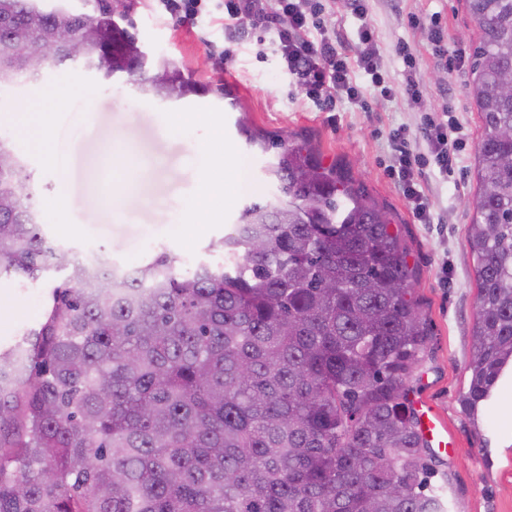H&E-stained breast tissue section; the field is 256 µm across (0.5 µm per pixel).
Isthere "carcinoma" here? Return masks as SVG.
Here are the masks:
<instances>
[{"instance_id":"cac0c4a2","label":"carcinoma","mask_w":512,"mask_h":512,"mask_svg":"<svg viewBox=\"0 0 512 512\" xmlns=\"http://www.w3.org/2000/svg\"><path fill=\"white\" fill-rule=\"evenodd\" d=\"M479 31L468 92L475 154V325L463 410L478 414L512 363V0H465ZM100 38L83 56L62 33ZM58 43L51 65L141 72L135 35L89 11L0 0V85L18 41ZM145 91H196L168 60ZM0 154V274L69 270L43 320L0 352V512H448L410 399L428 331L406 247L379 204L307 142L268 168L278 194L245 206L190 271L162 252L117 277L40 233L29 175Z\"/></svg>"}]
</instances>
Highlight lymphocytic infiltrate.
Listing matches in <instances>:
<instances>
[{
  "label": "lymphocytic infiltrate",
  "instance_id": "1",
  "mask_svg": "<svg viewBox=\"0 0 512 512\" xmlns=\"http://www.w3.org/2000/svg\"><path fill=\"white\" fill-rule=\"evenodd\" d=\"M320 0H224V30L234 37L245 28L261 27L277 31L278 48L285 73L304 87L314 104L335 106L363 99L365 85L380 88L382 96L403 95L409 103L422 101L415 79L416 59L407 47L399 53L405 65L400 88L384 85L381 59L374 29L367 21V0H349V14L357 54H349L346 37L330 31L320 21ZM427 154L416 155L400 147L396 171L403 193L423 223H431L427 199L419 188V179L427 164H435L440 175H447L459 156L451 150L449 137L459 123L455 116L440 112L426 117Z\"/></svg>",
  "mask_w": 512,
  "mask_h": 512
}]
</instances>
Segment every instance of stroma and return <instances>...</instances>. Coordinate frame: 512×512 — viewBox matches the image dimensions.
<instances>
[{
  "label": "stroma",
  "mask_w": 512,
  "mask_h": 512,
  "mask_svg": "<svg viewBox=\"0 0 512 512\" xmlns=\"http://www.w3.org/2000/svg\"><path fill=\"white\" fill-rule=\"evenodd\" d=\"M127 5L123 24L147 56L145 74L166 58L204 90L179 99L160 98L145 93L139 77L117 74L106 79L79 64L45 69L36 82L19 80L0 87V114L28 111L39 90L68 95L59 114L69 128L68 141L61 146L67 155L62 166H45L21 142L16 126L0 121V138L26 162L41 205L43 234L76 260L104 254L121 273L162 252L194 262L210 260L208 245L236 223L240 210L276 194L267 168L280 142L306 139L324 164L349 170L384 208L408 247L407 260L416 272L414 297L430 330L426 356L410 382L411 397L428 404L448 430L450 448L434 457L448 474L451 512H512V444L504 441V419L512 414V367L478 421H471L459 403L468 389L465 366L475 321L474 260L465 237L474 217L470 201L480 136L479 114L468 94L476 34L464 0H370L368 19L377 35L385 81L402 83L399 46L408 44L416 57L422 103L415 106L404 97L387 98L371 89L363 104L345 103L335 112L321 111L284 73L274 31L250 29L231 40L224 35L223 8L185 22L153 11L147 0H127ZM434 13L449 53L461 54V64L449 68L434 55L422 24ZM231 98L240 101L249 127L265 133L270 145L264 149L249 144L242 134L226 135L228 154L242 163L246 177L225 204L223 220L214 223L194 204L202 150L210 138L203 116L223 113ZM450 104L457 111L464 160L447 180L432 174L422 179L420 188L435 216L434 223L423 224L391 175L398 157V142L391 135L401 131L402 141L426 152L424 115ZM126 129L137 134L139 202L130 209L100 212L96 200L113 186L112 171L102 165L101 154L115 131ZM61 192L68 196L67 209L45 208V201ZM188 220L199 227L190 241L181 233ZM65 278V272L53 271L22 286L13 277L0 276L1 347L13 346L42 321L51 287Z\"/></svg>",
  "instance_id": "obj_1"
}]
</instances>
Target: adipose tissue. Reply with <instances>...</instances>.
I'll return each instance as SVG.
<instances>
[{"label": "adipose tissue", "instance_id": "obj_1", "mask_svg": "<svg viewBox=\"0 0 512 512\" xmlns=\"http://www.w3.org/2000/svg\"><path fill=\"white\" fill-rule=\"evenodd\" d=\"M66 97L60 93L38 92L30 111L13 115V122L21 129L26 143L38 150L47 165L56 163V139L58 113L65 105ZM224 132L219 119L211 121V137L205 151L206 163L198 179L194 202L209 208L213 222H220L224 217L222 202L225 194L234 193L238 187L237 176L227 174L224 167ZM107 161L113 170L122 172L125 177V190L122 193L103 194L99 199L101 208L109 209L119 204L136 205L135 190L137 164L131 150L130 136H121L112 145V152Z\"/></svg>", "mask_w": 512, "mask_h": 512}]
</instances>
